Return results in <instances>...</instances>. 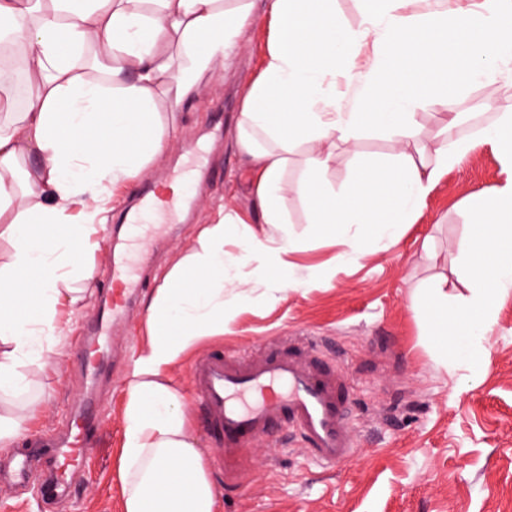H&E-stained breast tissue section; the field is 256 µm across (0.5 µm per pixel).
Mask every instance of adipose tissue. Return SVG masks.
<instances>
[{"mask_svg": "<svg viewBox=\"0 0 512 512\" xmlns=\"http://www.w3.org/2000/svg\"><path fill=\"white\" fill-rule=\"evenodd\" d=\"M362 24L351 30L335 13V0H265L272 23L262 74L244 98L236 144L253 176L252 194L266 238L238 215L207 225L196 246L169 273L148 305L147 346L129 373L123 409L119 473L123 512H217L218 502L200 448L190 433L187 405L168 368L202 340L224 333V253L227 227L241 229L246 250L267 254L252 272L287 270L301 247L282 208L288 164L307 146L298 186L313 235L329 237L353 227V254L365 236L393 238L415 215L443 172L468 151V140L443 139L434 161L413 154L418 128L413 110L447 106L449 78L485 86L497 82L493 64L512 56V0L481 9L458 7L405 15L404 0H364ZM253 7L223 0H0V51H19L38 85L16 107L8 78H0V238L12 252L0 267V394L20 395L29 382L19 368L52 360L63 335L58 318L63 281L88 247V224H66V210L98 205L108 186L137 172L175 129L161 104L178 106L217 61L235 53ZM372 45L376 64L361 75L350 53ZM355 84L352 110L339 111L325 95L337 70ZM363 129L390 132L400 151L386 162L355 167L343 193L324 178L336 142ZM26 199L6 219L19 163ZM468 210L482 245L462 243V274L470 305L491 318L512 284V184L477 193ZM457 304L440 300L431 323L443 345L460 347L481 335V325L459 319Z\"/></svg>", "mask_w": 512, "mask_h": 512, "instance_id": "1", "label": "adipose tissue"}]
</instances>
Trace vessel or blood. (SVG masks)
<instances>
[{"label": "vessel or blood", "instance_id": "1", "mask_svg": "<svg viewBox=\"0 0 512 512\" xmlns=\"http://www.w3.org/2000/svg\"><path fill=\"white\" fill-rule=\"evenodd\" d=\"M157 209L156 186L146 184L125 221L138 227ZM111 264L112 286L101 298L97 321L101 329L127 318L143 286L132 273L130 253L113 251ZM313 350L308 337L294 336L266 343L253 354L215 349L194 359L191 388L200 400L205 428L224 442L218 459L227 485H237L252 444L281 424L295 429L324 465L333 467L353 456L356 440L347 418L350 381L341 369L312 359ZM102 427L101 414L79 404L47 445L29 448L17 459L15 478L37 480L49 498L70 496L73 476L87 466Z\"/></svg>", "mask_w": 512, "mask_h": 512}]
</instances>
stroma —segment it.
<instances>
[{"mask_svg": "<svg viewBox=\"0 0 512 512\" xmlns=\"http://www.w3.org/2000/svg\"><path fill=\"white\" fill-rule=\"evenodd\" d=\"M269 39L267 24L246 27L221 78L201 82L180 104L177 133L134 180L108 191L95 246L84 254L86 275L66 282L76 301L62 310L66 330L56 356L45 365L19 368L32 384L34 412L26 423L31 434L60 426L83 398L87 379L71 350L82 324L96 320V294L109 282L114 238L130 239L116 222L132 202L133 184L185 177L187 204L170 218L152 217L143 229L138 248L151 257V280L128 318L106 332L116 365L97 379L94 401L106 408L108 419L77 492L55 504L42 501L38 486L0 483V512H123L118 449L125 381L147 339L149 302L173 265L194 247L202 226L219 212L253 219L251 175L236 148V123L248 88L264 68ZM496 67L494 88L465 84L450 108H418L425 159H432L449 113H512V61ZM480 132L476 124L458 129L470 148L430 190L414 223L404 225L395 242L366 241L354 259L346 237L322 238L309 231L297 189L307 149L299 147L282 194L289 225L301 240L300 249L288 255V287L277 290L269 281H253L245 289L225 284L224 306L232 315L224 321V334L196 349L242 353L278 336L314 337L316 354L337 363L352 383L347 416L359 447L350 460L329 470L299 438L277 428L254 443L239 486L226 489L217 444L204 430L200 405L189 389L194 357L186 355L169 376L185 396L219 512H512V288L501 293L475 360L443 356L425 320L415 316L436 285H443L449 300L468 297L458 275V244L477 239L478 233L467 200L512 183V165ZM399 149L390 133L361 130L353 142L337 144L325 179L333 191H341L359 162L384 161Z\"/></svg>", "mask_w": 512, "mask_h": 512, "instance_id": "1", "label": "stroma"}]
</instances>
